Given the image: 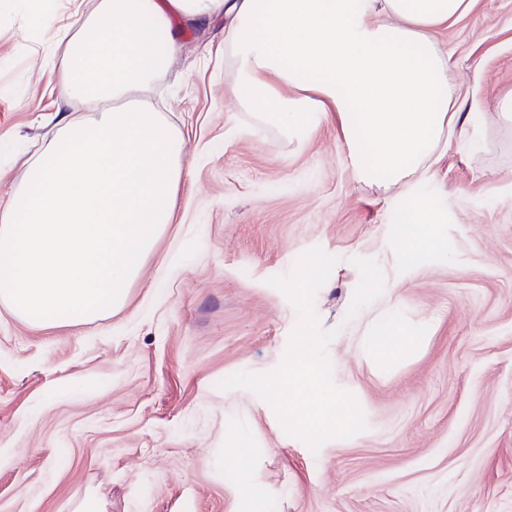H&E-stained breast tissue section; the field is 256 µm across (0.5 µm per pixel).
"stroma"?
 Instances as JSON below:
<instances>
[{"label":"stroma","mask_w":512,"mask_h":512,"mask_svg":"<svg viewBox=\"0 0 512 512\" xmlns=\"http://www.w3.org/2000/svg\"><path fill=\"white\" fill-rule=\"evenodd\" d=\"M0 0V205L56 102L41 46ZM463 104L485 113L427 180L360 182L332 126L288 143L227 99L224 21L183 25L152 104L184 139L189 174L120 312L77 329L0 306V512H512V0H476L438 34ZM429 210L433 247L403 261L400 214ZM336 264L314 309L335 384L368 428L311 450L249 390L297 325L268 278L313 248ZM419 336L393 361L382 323ZM96 384L88 393L86 384Z\"/></svg>","instance_id":"stroma-1"}]
</instances>
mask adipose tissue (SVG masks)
<instances>
[{
	"label": "adipose tissue",
	"mask_w": 512,
	"mask_h": 512,
	"mask_svg": "<svg viewBox=\"0 0 512 512\" xmlns=\"http://www.w3.org/2000/svg\"><path fill=\"white\" fill-rule=\"evenodd\" d=\"M52 52L42 65L61 116L0 207V304L36 327L75 328L119 311L170 224L185 174L183 138L141 102L178 50L171 18H226L235 109L288 139L336 127L357 178L390 187L429 178L478 112L462 113L437 38L474 0H99L60 23L12 0Z\"/></svg>",
	"instance_id": "obj_1"
}]
</instances>
